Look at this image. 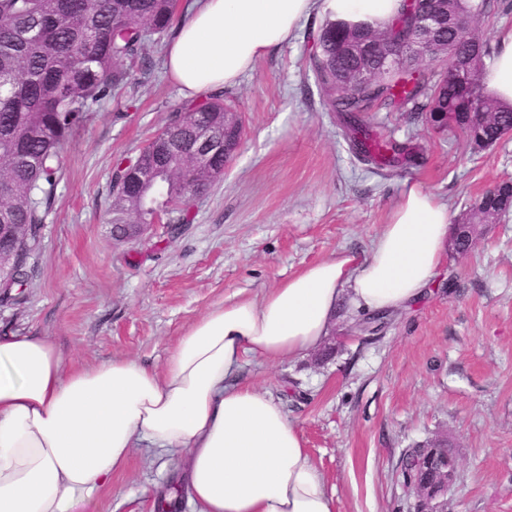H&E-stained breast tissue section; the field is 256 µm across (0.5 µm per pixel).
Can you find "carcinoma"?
<instances>
[{
  "mask_svg": "<svg viewBox=\"0 0 512 512\" xmlns=\"http://www.w3.org/2000/svg\"><path fill=\"white\" fill-rule=\"evenodd\" d=\"M501 0H448L453 17L481 20L497 13ZM173 0H0V225L21 224L7 271L0 275V303H17L24 297L31 275L30 260L39 253L45 217L53 204L61 175L60 150L94 104L110 97L125 82V65L149 67L146 54L151 37L173 23ZM413 15L402 2L397 17L383 29L355 28L324 19L313 37L309 72L320 98L330 112L353 121L373 111V106L410 112L435 129L445 130L442 115L452 112L459 130L477 148L498 141L512 129V105L504 106L483 93L481 73L494 57L495 47L473 31L459 41L454 27L443 21L438 37L446 42L448 64L439 72L419 64L408 76L372 71L361 84L355 75L371 62L348 53L345 46L390 34L399 43L414 35ZM477 51L469 93L453 81L456 58ZM236 107L217 92L204 101H187L166 127L190 128L202 113L224 125V113ZM346 137L361 160L383 176H396L420 155L417 144L377 135L361 125ZM132 160L116 161L108 208L111 224H152L156 212L170 215L173 224L189 222L193 190L209 186L224 175V158L215 159L213 172L198 170L190 160L166 174L157 191L143 184L133 191L117 183ZM512 208V185L503 182L471 209L469 219L480 221ZM428 456L414 448L402 462V478L410 487L414 476L430 480L434 472ZM184 497L173 485L158 501V512H178Z\"/></svg>",
  "mask_w": 512,
  "mask_h": 512,
  "instance_id": "carcinoma-1",
  "label": "carcinoma"
}]
</instances>
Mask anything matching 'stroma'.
<instances>
[{
  "label": "stroma",
  "mask_w": 512,
  "mask_h": 512,
  "mask_svg": "<svg viewBox=\"0 0 512 512\" xmlns=\"http://www.w3.org/2000/svg\"><path fill=\"white\" fill-rule=\"evenodd\" d=\"M321 22L312 14L225 88L242 114V144L194 201L191 223L119 241L107 222L113 164L137 154L184 101L160 36L150 72L131 69L65 146L35 272L22 304H0V334L49 338L68 371L118 357L158 370L224 300L262 295L340 253L364 258L404 183L422 184L457 222L512 180V138L476 149L461 132L383 110L369 115L375 130L422 151L403 175L376 174L312 90L309 35ZM361 316L342 300L321 347L275 364L250 358L241 370L243 383L280 400L337 512H413L402 457L442 434L458 461L447 512H512V214L487 225L469 254H447L425 296L381 334L355 333ZM151 454L135 449L87 512H156L181 463Z\"/></svg>",
  "instance_id": "1"
}]
</instances>
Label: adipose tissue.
Wrapping results in <instances>:
<instances>
[{
  "mask_svg": "<svg viewBox=\"0 0 512 512\" xmlns=\"http://www.w3.org/2000/svg\"><path fill=\"white\" fill-rule=\"evenodd\" d=\"M400 0H195L166 49L187 98L232 86L312 13L382 27ZM482 83L512 104V31ZM446 203L403 190L364 259L308 265L258 298L224 302L180 336L162 371L132 358L64 371L42 336H0V512H83L140 441L183 455L196 512H335L296 426L240 384L244 357L294 359L330 334L342 296L368 311L420 299L446 255Z\"/></svg>",
  "mask_w": 512,
  "mask_h": 512,
  "instance_id": "obj_1",
  "label": "adipose tissue"
}]
</instances>
